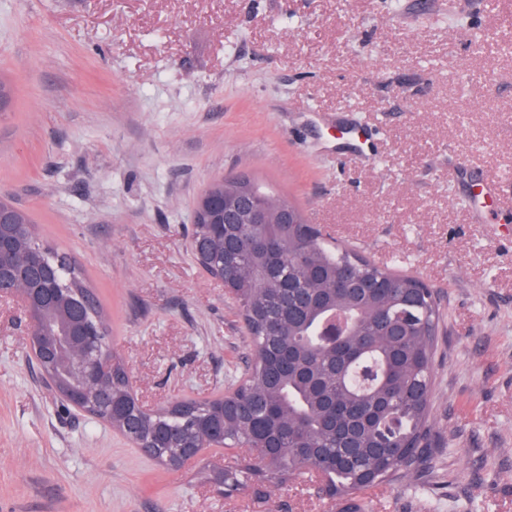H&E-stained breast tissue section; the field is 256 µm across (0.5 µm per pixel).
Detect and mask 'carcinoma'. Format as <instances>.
<instances>
[{
	"label": "carcinoma",
	"mask_w": 512,
	"mask_h": 512,
	"mask_svg": "<svg viewBox=\"0 0 512 512\" xmlns=\"http://www.w3.org/2000/svg\"><path fill=\"white\" fill-rule=\"evenodd\" d=\"M213 196L224 197V224L240 244L232 255L217 244L196 261L232 286L252 347L241 383L220 397L148 410L107 337L83 356L111 393L86 387L83 356L68 343L42 345L40 375L79 394L84 411L171 469L203 452L205 429L216 431L210 446L254 450L255 460L217 475L229 494L248 480L283 484L309 470L346 512H361L356 493L391 482L404 455L423 451L440 319L435 294L415 276L330 245L299 206L248 177L207 184L194 237L211 236L206 208ZM1 212L18 250L36 251L56 270V300L38 313L39 322L66 331L78 315L109 329L79 269L43 243L32 216L2 195ZM255 215L263 223H253ZM333 319L343 321L344 335L331 344L322 329Z\"/></svg>",
	"instance_id": "cac0c4a2"
}]
</instances>
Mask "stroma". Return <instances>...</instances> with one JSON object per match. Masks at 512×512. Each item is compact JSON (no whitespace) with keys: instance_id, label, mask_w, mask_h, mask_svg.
<instances>
[{"instance_id":"obj_1","label":"stroma","mask_w":512,"mask_h":512,"mask_svg":"<svg viewBox=\"0 0 512 512\" xmlns=\"http://www.w3.org/2000/svg\"><path fill=\"white\" fill-rule=\"evenodd\" d=\"M0 79V193L82 269L143 406L245 376L191 228L251 175L442 313L428 457L362 512H512V0H0ZM249 456L159 465L52 392L0 299V512H339L310 473L216 493Z\"/></svg>"}]
</instances>
